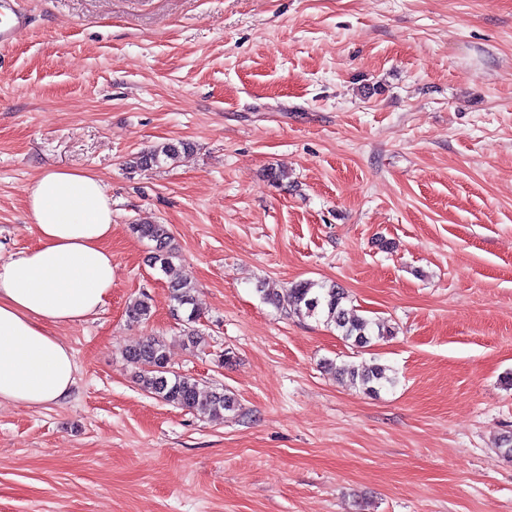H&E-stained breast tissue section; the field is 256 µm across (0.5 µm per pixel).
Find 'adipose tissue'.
Masks as SVG:
<instances>
[{
  "instance_id": "obj_1",
  "label": "adipose tissue",
  "mask_w": 512,
  "mask_h": 512,
  "mask_svg": "<svg viewBox=\"0 0 512 512\" xmlns=\"http://www.w3.org/2000/svg\"><path fill=\"white\" fill-rule=\"evenodd\" d=\"M26 201L38 243L0 262V404L38 409L76 388L54 327L85 320L112 292V199L90 172L48 168Z\"/></svg>"
}]
</instances>
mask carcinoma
Returning <instances> with one entry per match:
<instances>
[{"label": "carcinoma", "mask_w": 512, "mask_h": 512, "mask_svg": "<svg viewBox=\"0 0 512 512\" xmlns=\"http://www.w3.org/2000/svg\"><path fill=\"white\" fill-rule=\"evenodd\" d=\"M190 149L186 142H167L143 151L130 160V167L148 169L163 163L176 162L180 155ZM133 233L141 239L155 243L153 264L161 270H167L176 257V248L172 245V236L164 224H133ZM172 308L176 312L186 313V320L194 322L200 316L195 305L194 287L187 281H172L169 284ZM263 300L276 308L290 306L299 317H321L328 326H333L341 335L359 347L371 343L372 336L392 335L390 327L372 323L356 315L355 309L347 305L348 295L344 288L336 283H315L299 281L286 289L285 295L274 291L259 289ZM152 305L147 294L132 300L126 308L129 322L139 323L149 319ZM127 360L138 368L137 382L141 388L177 407L187 408L207 414L213 418H222L226 412L236 411L235 398L224 392L201 390L199 382L189 376L176 374L168 369L165 344L156 337H149L126 351ZM328 370L346 375L350 381L369 393H377L386 385L394 383L387 375L386 368L378 364H328Z\"/></svg>", "instance_id": "cac0c4a2"}]
</instances>
